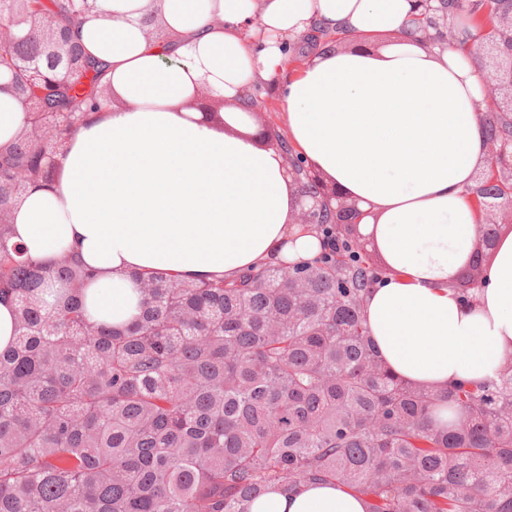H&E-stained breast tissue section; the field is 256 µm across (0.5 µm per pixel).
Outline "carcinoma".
I'll return each mask as SVG.
<instances>
[{
	"label": "carcinoma",
	"mask_w": 512,
	"mask_h": 512,
	"mask_svg": "<svg viewBox=\"0 0 512 512\" xmlns=\"http://www.w3.org/2000/svg\"><path fill=\"white\" fill-rule=\"evenodd\" d=\"M68 20L73 69L44 54L36 20ZM76 0H7L25 27L0 50L43 61L54 137L0 150V300L15 305L0 352V512H251L270 488L341 484L366 512H512V370L444 393L393 376L362 314L378 276L357 248L235 283L144 278L128 327L89 322L95 272L72 250L50 262L10 242L9 208L49 177L47 159L101 107L103 65L69 23ZM512 136V115L489 116ZM443 406L454 418L436 420Z\"/></svg>",
	"instance_id": "carcinoma-1"
}]
</instances>
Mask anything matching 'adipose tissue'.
I'll return each mask as SVG.
<instances>
[{"instance_id":"adipose-tissue-1","label":"adipose tissue","mask_w":512,"mask_h":512,"mask_svg":"<svg viewBox=\"0 0 512 512\" xmlns=\"http://www.w3.org/2000/svg\"><path fill=\"white\" fill-rule=\"evenodd\" d=\"M76 27L104 64L112 102L85 116L57 172L12 209L31 257L79 251L97 272L93 320L141 309L140 275L201 282L311 260L324 250L277 142L257 144L249 95L279 88L282 134L361 214L386 273L363 300L379 356L436 392L498 378L512 360V229H502L471 301L454 287L487 215L469 190L488 160L481 66L468 46L427 44L415 0H91ZM384 38L312 41L314 28ZM304 49L289 68L283 44ZM261 66H254V59ZM222 100L219 120L193 109ZM253 512H366L337 485L273 491Z\"/></svg>"}]
</instances>
